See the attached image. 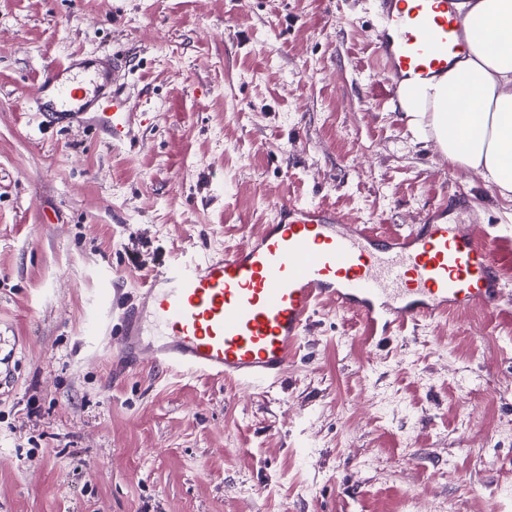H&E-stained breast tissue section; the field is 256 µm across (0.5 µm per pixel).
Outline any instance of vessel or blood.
Segmentation results:
<instances>
[{
  "mask_svg": "<svg viewBox=\"0 0 512 512\" xmlns=\"http://www.w3.org/2000/svg\"><path fill=\"white\" fill-rule=\"evenodd\" d=\"M464 0H378L381 65L418 86L446 77L470 52ZM110 69L73 54L48 64L34 109L49 125L93 119L119 144L133 114ZM127 307L112 361L153 365L231 383L277 382L293 362L316 309L333 303L361 318L366 336L473 308L501 313L512 292L493 241L464 206L437 208L406 233H381L336 210L286 200L275 223L218 257L193 256L145 274ZM160 328L145 342L139 312Z\"/></svg>",
  "mask_w": 512,
  "mask_h": 512,
  "instance_id": "vessel-or-blood-1",
  "label": "vessel or blood"
}]
</instances>
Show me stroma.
Here are the masks:
<instances>
[{"label": "stroma", "mask_w": 512, "mask_h": 512, "mask_svg": "<svg viewBox=\"0 0 512 512\" xmlns=\"http://www.w3.org/2000/svg\"><path fill=\"white\" fill-rule=\"evenodd\" d=\"M376 0H0V512H512V316L367 340L323 306L276 384L112 368L139 271L291 198L393 231L512 197L396 118ZM120 57L141 120L43 131V67Z\"/></svg>", "instance_id": "35a3bbf8"}]
</instances>
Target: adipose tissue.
Listing matches in <instances>:
<instances>
[{
    "mask_svg": "<svg viewBox=\"0 0 512 512\" xmlns=\"http://www.w3.org/2000/svg\"><path fill=\"white\" fill-rule=\"evenodd\" d=\"M471 55L447 79L421 86V107L403 105L401 121L434 137L449 161L479 170L512 193V0H471Z\"/></svg>",
    "mask_w": 512,
    "mask_h": 512,
    "instance_id": "obj_1",
    "label": "adipose tissue"
}]
</instances>
